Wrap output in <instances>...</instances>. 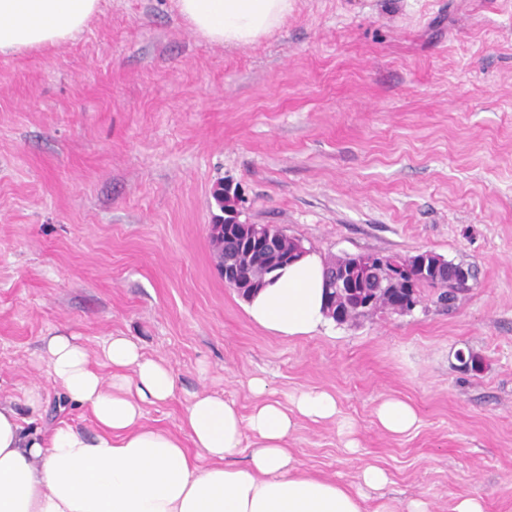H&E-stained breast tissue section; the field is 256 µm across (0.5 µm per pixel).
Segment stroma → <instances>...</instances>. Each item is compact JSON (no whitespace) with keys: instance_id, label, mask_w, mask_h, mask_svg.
I'll use <instances>...</instances> for the list:
<instances>
[{"instance_id":"stroma-1","label":"stroma","mask_w":512,"mask_h":512,"mask_svg":"<svg viewBox=\"0 0 512 512\" xmlns=\"http://www.w3.org/2000/svg\"><path fill=\"white\" fill-rule=\"evenodd\" d=\"M226 184L240 223L324 259L428 251L473 276L450 304L425 286L408 313L272 336L217 271ZM56 333L93 357L124 336L174 370L147 426L181 434L200 391L248 412L254 376L281 400L326 389L359 450L301 420L310 471L373 463L387 497L512 512V0H294L243 47L194 34L176 0H102L75 40L1 56L0 400L28 417L38 385L36 427L93 432L38 358ZM389 396L417 409L409 433L376 424Z\"/></svg>"}]
</instances>
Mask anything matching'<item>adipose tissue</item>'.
Returning <instances> with one entry per match:
<instances>
[{"mask_svg":"<svg viewBox=\"0 0 512 512\" xmlns=\"http://www.w3.org/2000/svg\"><path fill=\"white\" fill-rule=\"evenodd\" d=\"M291 4L177 0L195 34L235 47L280 28ZM99 9L100 0H0V55L61 46ZM324 268L321 255L308 252L278 269L247 298V315L276 337L312 335L329 321ZM41 355L66 397L90 411L95 430H29L11 404L0 402V512H432L420 497H383L390 477L380 466H363L351 483L303 467L288 440L299 420L337 419V400L328 390H302L282 402L265 379L253 377L247 386L254 403L246 415L223 395L193 394L182 439L143 425L145 405L172 400L176 379L129 338L112 337L94 360L78 337L49 336ZM374 415L393 435L419 422L416 409L397 397L381 401ZM375 493L380 500L367 510Z\"/></svg>","mask_w":512,"mask_h":512,"instance_id":"obj_1","label":"adipose tissue"}]
</instances>
